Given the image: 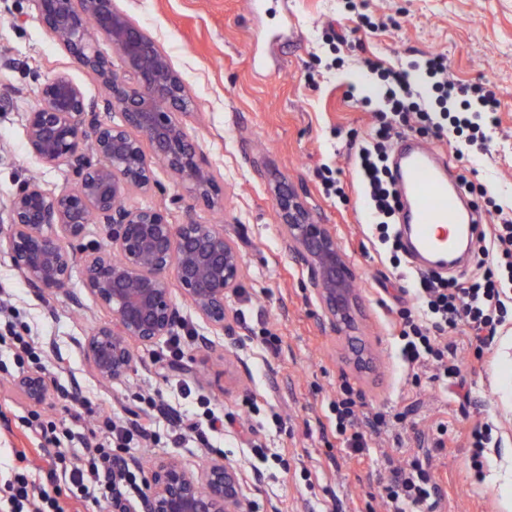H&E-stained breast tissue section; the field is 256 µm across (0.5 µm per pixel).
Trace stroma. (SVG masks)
<instances>
[{"label": "stroma", "instance_id": "obj_1", "mask_svg": "<svg viewBox=\"0 0 512 512\" xmlns=\"http://www.w3.org/2000/svg\"><path fill=\"white\" fill-rule=\"evenodd\" d=\"M120 7L167 53L185 83L191 109L184 117L194 141L223 191L222 208L197 203L162 167L159 187L131 192L133 207L168 206L171 220L221 223L243 258L242 291L226 306L237 341L197 316L179 300L183 320L196 334L170 369L167 339L135 345L136 363L122 380L105 383L78 343L110 321L74 267L65 292L48 298L31 293L0 253V286L37 343L54 342L40 369L52 386L78 385L81 402L50 395L39 407L13 388L22 374L14 348L0 342V512H8L7 484L15 473L45 478L52 467L53 437L26 432L24 418L70 424L79 438L73 454L100 437V408L142 422L155 420L153 436L121 450L129 465L148 468L174 456L190 470L221 457L235 466L248 512H386L380 489L390 470L408 456L430 455L442 498L435 512H512V320L476 354L468 334H450L448 358L461 369L464 390L443 388L422 377L413 381L398 358L392 309L412 303L414 268L381 250L364 204L353 145L369 140L380 82L367 66L411 67L421 92L429 86L415 64L427 52L448 55L462 85L488 82L500 100L498 128L485 144L462 146L455 134L436 138L413 129V137L438 140L455 177L473 186L480 211L512 208V0H120ZM0 54L24 60L23 70L0 71V95L10 104L0 112V225L19 184L38 177L54 191L73 184L72 173L31 154L24 114L39 102L41 85L68 74L95 102L107 95L102 82L79 65L37 18L33 0H0ZM338 172L341 197L327 196L322 179ZM289 183L321 223L330 226L357 275L359 306L355 334L375 357L364 372L349 359L345 338L330 328L307 273L284 244L273 186ZM280 336L277 352L261 343ZM65 364H58L57 355ZM183 380L184 396L173 390ZM362 398L357 428L369 449L354 455L334 432L331 403L343 383ZM164 395L170 407L223 417V430L175 441L167 420L151 406ZM392 417L375 431L370 420ZM490 424L494 444L482 474L470 467V428ZM452 445L433 447L439 431ZM276 452L265 479H257L254 447Z\"/></svg>", "mask_w": 512, "mask_h": 512}]
</instances>
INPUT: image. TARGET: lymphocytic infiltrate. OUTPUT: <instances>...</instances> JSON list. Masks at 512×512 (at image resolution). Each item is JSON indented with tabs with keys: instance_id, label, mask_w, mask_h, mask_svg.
<instances>
[{
	"instance_id": "obj_1",
	"label": "lymphocytic infiltrate",
	"mask_w": 512,
	"mask_h": 512,
	"mask_svg": "<svg viewBox=\"0 0 512 512\" xmlns=\"http://www.w3.org/2000/svg\"><path fill=\"white\" fill-rule=\"evenodd\" d=\"M423 70L431 81L439 111H431L424 98L414 92L406 69H391L384 76L387 83L382 104L375 109V134L371 141L359 145L356 165L363 186L366 205L377 224L380 244L399 250L397 234L389 226L399 209L388 166V144L398 134V126L418 125L443 134L445 119L455 126L480 130L497 125V98L492 88L484 85L458 86L449 75L448 57L433 53L423 62ZM489 236L495 247V263L478 261L479 273L465 281L448 279L433 272H420L412 290L415 303L398 311V337L401 355L411 372L432 370L435 380L448 381L455 375L448 364V349L441 340L459 326H466L477 346H485L489 334L495 333L508 312L506 287L512 283V213H501ZM360 406L359 395L351 386L341 387L333 410L336 432L351 452L361 454L368 448L364 434L355 424ZM103 435L97 447L88 449L82 459L71 461L63 451L55 458L61 466L69 494L59 500L31 475L17 474L8 486L10 512H26L27 504L41 500V512H78L86 500L111 503L113 491H120L128 502H136L145 493V480L124 469L117 449L129 447L133 441L148 438L145 424L131 425L115 418L109 410H101ZM388 512H434L441 496L434 482L428 459L412 457L391 470L383 485Z\"/></svg>"
}]
</instances>
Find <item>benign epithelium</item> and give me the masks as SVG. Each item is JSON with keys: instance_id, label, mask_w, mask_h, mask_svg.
Masks as SVG:
<instances>
[{"instance_id": "obj_1", "label": "benign epithelium", "mask_w": 512, "mask_h": 512, "mask_svg": "<svg viewBox=\"0 0 512 512\" xmlns=\"http://www.w3.org/2000/svg\"><path fill=\"white\" fill-rule=\"evenodd\" d=\"M38 17L57 43L104 84L105 110L97 112L68 75L45 81L39 103L25 113L31 153L72 171L77 181L58 191L24 181L9 199L7 226L0 225V250L36 295L65 290L76 262L74 246L89 225L108 229V243L84 256V282L112 321L94 329L80 350L97 376L124 378L134 367L132 344H151L183 321L172 296L173 274L197 314L227 336L226 298L237 291L243 260L224 229L187 220L174 224L163 207L130 208V190L155 188L154 165L167 168L202 204L220 205L221 188L188 138L180 117L191 104L186 87L160 44L116 0H34ZM104 37L123 61L115 73L95 47ZM153 155L147 156L143 141ZM288 251L306 269L322 313L333 329L349 330L357 306L355 276L326 224L314 219L299 195L275 189ZM351 361L360 370L373 355L349 337ZM14 388L33 406L48 395L37 370L18 377ZM141 512H247L237 469L222 458L198 471L174 457L150 469Z\"/></svg>"}]
</instances>
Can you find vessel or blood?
Here are the masks:
<instances>
[{
  "label": "vessel or blood",
  "mask_w": 512,
  "mask_h": 512,
  "mask_svg": "<svg viewBox=\"0 0 512 512\" xmlns=\"http://www.w3.org/2000/svg\"><path fill=\"white\" fill-rule=\"evenodd\" d=\"M402 201L400 222L411 264L421 270L448 269V259L463 244H475L483 220L469 206L449 174L440 146L402 138L392 155Z\"/></svg>",
  "instance_id": "1"
}]
</instances>
